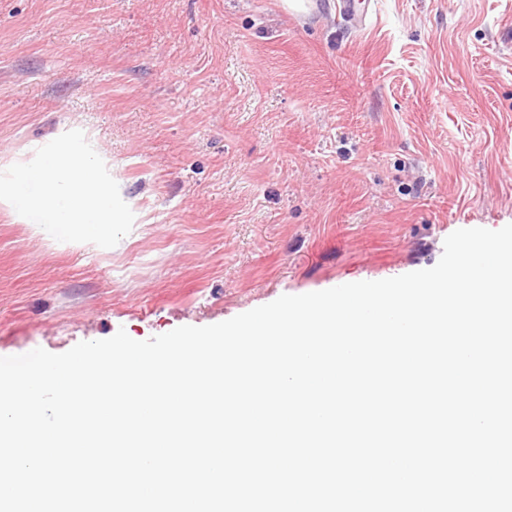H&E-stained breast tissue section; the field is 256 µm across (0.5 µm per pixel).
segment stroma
I'll return each instance as SVG.
<instances>
[{"instance_id":"stroma-1","label":"stroma","mask_w":512,"mask_h":512,"mask_svg":"<svg viewBox=\"0 0 512 512\" xmlns=\"http://www.w3.org/2000/svg\"><path fill=\"white\" fill-rule=\"evenodd\" d=\"M93 138L139 218L76 249L0 210V357L143 341L436 265L512 223V0H0V160ZM370 2L369 0H339L336 3V9L339 15L350 24L364 28L371 14Z\"/></svg>"}]
</instances>
